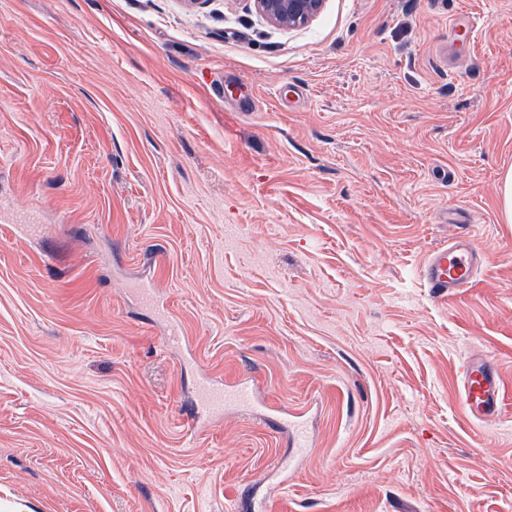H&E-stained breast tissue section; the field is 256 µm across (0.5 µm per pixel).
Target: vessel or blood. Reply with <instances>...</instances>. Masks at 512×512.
Here are the masks:
<instances>
[{
	"label": "vessel or blood",
	"mask_w": 512,
	"mask_h": 512,
	"mask_svg": "<svg viewBox=\"0 0 512 512\" xmlns=\"http://www.w3.org/2000/svg\"><path fill=\"white\" fill-rule=\"evenodd\" d=\"M481 263L482 255L472 243L455 235L448 245L430 252L421 278L436 298L446 300L475 282ZM461 374L462 404L467 413L483 422L498 418L504 404L503 386L486 359L469 356ZM254 395L253 385L244 381L225 388L200 381L196 399L188 409L192 431L202 430L226 405L252 406Z\"/></svg>",
	"instance_id": "1"
}]
</instances>
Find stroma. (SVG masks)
Here are the masks:
<instances>
[{"mask_svg":"<svg viewBox=\"0 0 512 512\" xmlns=\"http://www.w3.org/2000/svg\"><path fill=\"white\" fill-rule=\"evenodd\" d=\"M511 171L512 0H0V512H512ZM253 8L269 24L294 28L307 24L323 9L324 0H250ZM481 253L471 242L453 235L448 245L434 248L422 267L421 278L436 298H452L476 280ZM462 404L479 421L498 418L504 404L500 376L483 357L471 355L462 364ZM254 387L245 381L231 387L214 386L207 380L197 385L196 399L189 407L188 414L192 419L190 427L193 432L202 430L212 416L224 409V405L252 407Z\"/></svg>","mask_w":512,"mask_h":512,"instance_id":"35a3bbf8","label":"stroma"}]
</instances>
